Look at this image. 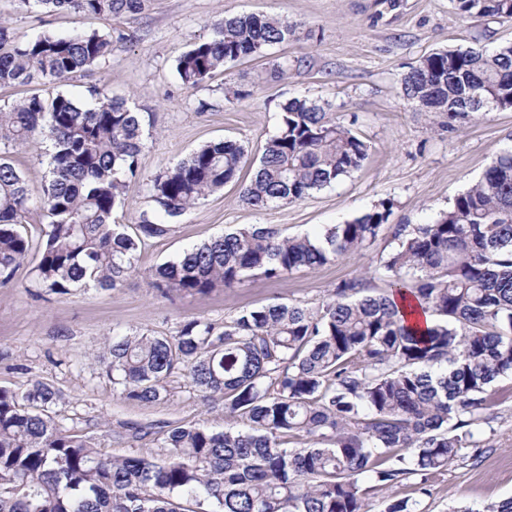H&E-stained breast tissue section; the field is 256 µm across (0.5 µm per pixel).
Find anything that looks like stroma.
I'll return each instance as SVG.
<instances>
[{"mask_svg": "<svg viewBox=\"0 0 512 512\" xmlns=\"http://www.w3.org/2000/svg\"><path fill=\"white\" fill-rule=\"evenodd\" d=\"M250 14L286 20L293 34L262 58L227 64L201 86L183 87L176 59L210 37L215 22ZM0 20L27 34H124L109 63L64 84L74 93L99 85L150 115L141 177L129 185L125 205L115 213L120 223L134 224L148 207V184L156 173L203 143L225 139L243 145L249 161L241 176L251 177L262 146L278 130L282 106L294 98L332 101L337 121L369 146L360 169L294 203L255 210L241 201L238 184H227L169 234L147 241L138 259L141 275L125 287L42 297L26 264L13 287L0 288V386L22 391L35 380L49 383L61 394L51 411L55 422L110 456L157 453L159 438L172 426L205 421L223 427L224 404L203 402L181 372L168 383L166 404L120 400L95 362L107 334L149 329L170 336L192 317L220 327L241 311L270 303L316 307L338 282L354 277L367 278L380 293L386 288L380 259L395 244L385 231L366 249L317 269L278 280L254 272L231 287L173 301L149 288L143 272L242 225L261 224L284 236L313 235L385 199L394 203L390 223L431 222L512 147L510 110L452 120L444 112L412 109L403 99L401 80L423 56L512 42V21L460 18L450 0H153L144 13L120 18L33 13L19 9L15 0H0ZM283 62L287 74L273 77ZM493 391L498 416L484 432L490 449L478 463L471 449H462L458 460L434 477L423 512H455L512 496V374L498 378Z\"/></svg>", "mask_w": 512, "mask_h": 512, "instance_id": "obj_1", "label": "stroma"}]
</instances>
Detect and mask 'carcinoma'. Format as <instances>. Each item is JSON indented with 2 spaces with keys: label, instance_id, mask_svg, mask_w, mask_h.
I'll return each instance as SVG.
<instances>
[{
  "label": "carcinoma",
  "instance_id": "carcinoma-1",
  "mask_svg": "<svg viewBox=\"0 0 512 512\" xmlns=\"http://www.w3.org/2000/svg\"><path fill=\"white\" fill-rule=\"evenodd\" d=\"M153 0H19L49 13L111 14L149 9ZM462 18L512 19V0H452ZM293 27L263 15L229 17L176 62L182 85L197 88L228 63L260 58L288 41ZM97 31L19 36L0 20V89L50 88L0 108L4 149L49 142L38 201V240L21 230L33 203L25 174L0 154V288L37 249L35 283L68 296L78 288H121L138 273V255L190 209L239 179L246 149L208 142L148 186L152 206L133 231L112 220L139 179L143 113L97 86L75 95L57 84L112 57L114 41ZM411 106L448 117L512 109V43L488 51L439 50L402 78ZM369 146L336 121L330 101L294 98L277 133L240 190L256 210L297 202L359 169ZM382 200L321 237H282L257 224L184 250L145 278L162 296L230 287L252 271L280 279L363 250L392 214ZM396 246L381 260L385 294L362 278L342 280L315 308L271 304L224 321L181 323L173 336L151 331L106 338L97 362L125 400L169 401L179 371L203 400L224 399V429L205 423L170 428L153 456L102 454L68 433L49 409L60 400L36 380L18 393L0 387V512H372L370 492L432 476L463 448L480 459L491 448L483 425L494 418L490 393L512 374V149L487 167L431 223L396 224ZM406 292L435 317L411 327L394 296ZM241 419L247 429L230 421ZM295 443L290 448L288 444ZM418 502L389 498L384 512H418ZM462 512H512V497Z\"/></svg>",
  "mask_w": 512,
  "mask_h": 512
}]
</instances>
